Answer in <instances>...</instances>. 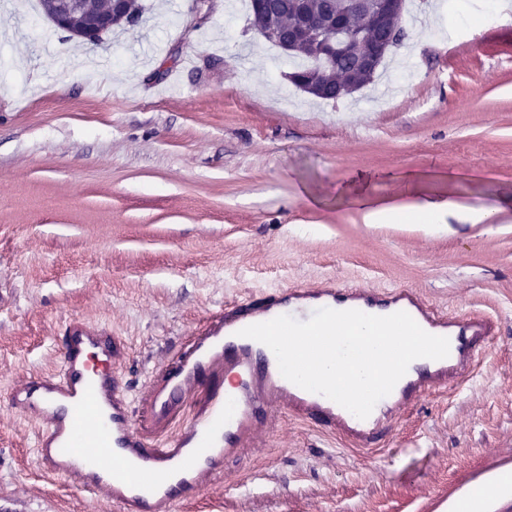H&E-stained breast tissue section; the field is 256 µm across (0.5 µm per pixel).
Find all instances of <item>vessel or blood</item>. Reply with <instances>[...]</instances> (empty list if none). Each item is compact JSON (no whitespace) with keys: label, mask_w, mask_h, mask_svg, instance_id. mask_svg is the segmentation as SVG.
Returning <instances> with one entry per match:
<instances>
[{"label":"vessel or blood","mask_w":512,"mask_h":512,"mask_svg":"<svg viewBox=\"0 0 512 512\" xmlns=\"http://www.w3.org/2000/svg\"><path fill=\"white\" fill-rule=\"evenodd\" d=\"M353 303L365 312L408 313L426 332L447 337L446 358L411 364L392 392L360 419L327 397L285 379L267 346L241 329L288 315ZM492 317L444 311L411 288H267L225 303L140 388L123 380L124 340L80 316L65 323L60 367L8 393L10 407L39 427L36 458L48 474L120 512H176L223 478L286 410L370 447L384 427L431 389L463 376Z\"/></svg>","instance_id":"b4317fda"}]
</instances>
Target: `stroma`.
I'll use <instances>...</instances> for the list:
<instances>
[{
  "label": "stroma",
  "mask_w": 512,
  "mask_h": 512,
  "mask_svg": "<svg viewBox=\"0 0 512 512\" xmlns=\"http://www.w3.org/2000/svg\"><path fill=\"white\" fill-rule=\"evenodd\" d=\"M89 45L0 0V512H119L42 474L10 387L110 324L139 384L210 312L272 286L412 288L495 317L469 377L372 448L279 412L181 512H448L512 470V6L405 0L375 81L313 99L250 0H141ZM490 206V224H368L361 196Z\"/></svg>",
  "instance_id": "obj_1"
}]
</instances>
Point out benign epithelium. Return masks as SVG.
<instances>
[{"label":"benign epithelium","mask_w":512,"mask_h":512,"mask_svg":"<svg viewBox=\"0 0 512 512\" xmlns=\"http://www.w3.org/2000/svg\"><path fill=\"white\" fill-rule=\"evenodd\" d=\"M109 8L82 26L73 28L84 9L82 0H45L43 16L57 29L67 32L81 41L96 45L103 34L112 30L117 22L127 17L128 0H108ZM379 12L371 17L373 26L389 28L388 34L381 40H370L365 33L355 35L349 33L341 20H325L312 14L308 17L305 35L297 34L288 40L281 38L274 30L264 31V37L282 47L286 52L296 49L297 41L307 37L312 50V57L318 67L322 68L339 53H345L350 48L356 49L357 64L363 69L376 67L378 60L386 53L391 44L404 36L402 22V0H378Z\"/></svg>","instance_id":"obj_1"}]
</instances>
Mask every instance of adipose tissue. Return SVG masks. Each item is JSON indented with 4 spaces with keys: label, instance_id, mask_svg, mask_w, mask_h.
Segmentation results:
<instances>
[{
    "label": "adipose tissue",
    "instance_id": "ef3b65f1",
    "mask_svg": "<svg viewBox=\"0 0 512 512\" xmlns=\"http://www.w3.org/2000/svg\"><path fill=\"white\" fill-rule=\"evenodd\" d=\"M463 216L473 224H489L493 221V211L487 207H462L453 202H420L414 205L378 203L372 200L365 203V221L369 224L412 222L433 227L445 226L451 215Z\"/></svg>",
    "mask_w": 512,
    "mask_h": 512
}]
</instances>
